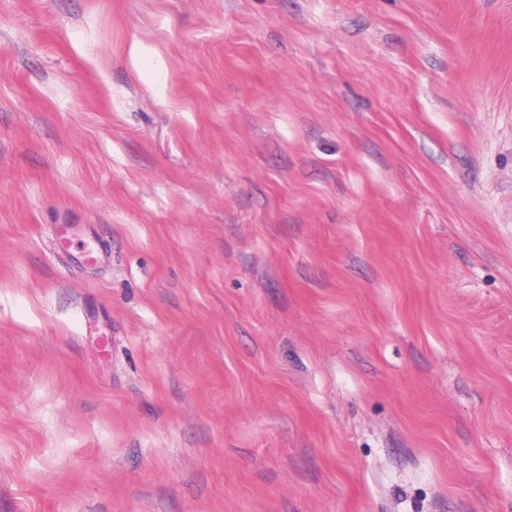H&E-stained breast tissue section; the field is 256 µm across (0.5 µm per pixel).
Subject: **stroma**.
<instances>
[{"mask_svg": "<svg viewBox=\"0 0 512 512\" xmlns=\"http://www.w3.org/2000/svg\"><path fill=\"white\" fill-rule=\"evenodd\" d=\"M0 512H512V0H0Z\"/></svg>", "mask_w": 512, "mask_h": 512, "instance_id": "1", "label": "stroma"}]
</instances>
